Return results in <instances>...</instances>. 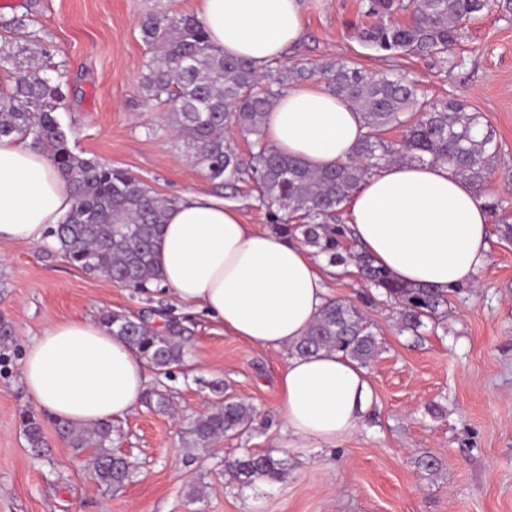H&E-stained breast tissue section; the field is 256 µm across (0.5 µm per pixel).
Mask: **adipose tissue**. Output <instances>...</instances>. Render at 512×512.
<instances>
[{
	"label": "adipose tissue",
	"instance_id": "obj_1",
	"mask_svg": "<svg viewBox=\"0 0 512 512\" xmlns=\"http://www.w3.org/2000/svg\"><path fill=\"white\" fill-rule=\"evenodd\" d=\"M213 48L255 66L285 58L303 38L300 0H199ZM367 129L360 112L322 84L288 88L265 137L313 169L345 162ZM73 196L31 139H0V246L40 244ZM348 237L399 282L437 288L476 283L488 259L490 218L472 185L444 162H395L346 204ZM162 284L249 346L288 352L279 377L289 443L334 445L355 434L371 401L367 373L334 351L302 357L292 346L328 300L324 277L300 243L243 223L223 199L176 198L156 250ZM21 380L51 416L90 427L125 417L149 376L145 360L100 321L77 318L27 344Z\"/></svg>",
	"mask_w": 512,
	"mask_h": 512
}]
</instances>
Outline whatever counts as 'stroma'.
Masks as SVG:
<instances>
[{
  "instance_id": "35a3bbf8",
  "label": "stroma",
  "mask_w": 512,
  "mask_h": 512,
  "mask_svg": "<svg viewBox=\"0 0 512 512\" xmlns=\"http://www.w3.org/2000/svg\"><path fill=\"white\" fill-rule=\"evenodd\" d=\"M152 0H0V22L21 18L19 42L49 45L64 73L57 117L75 154L124 169L164 197L216 184L186 157L165 105L138 90L146 59L139 21ZM304 37L289 61H356L375 71L409 70L427 98L456 96L483 113L500 151L482 192L512 220V14L490 7L470 21L450 53L382 59L358 30L371 19L360 0H303ZM329 296L360 306L382 350L368 366L371 407L358 432L333 446H287L278 378L287 356L250 347L209 319L182 312L169 292L138 293L73 266L56 245L16 242L0 251V314L15 331L14 355L0 363V512H512V238L491 225L488 262L476 286L451 294L448 316L420 335L400 330L398 309L371 302L355 273L328 274ZM107 311L143 316L184 345L171 378L172 411L145 404L120 419L115 449L137 467L126 486L94 481L81 456L45 423L49 453L32 454L19 424L41 413L21 381L32 336L49 324ZM252 403V430L188 457L189 423L222 396ZM282 459V481L242 485L224 468L243 450ZM434 461V469L423 466Z\"/></svg>"
}]
</instances>
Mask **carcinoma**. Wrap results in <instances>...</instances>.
<instances>
[{
  "instance_id": "1",
  "label": "carcinoma",
  "mask_w": 512,
  "mask_h": 512,
  "mask_svg": "<svg viewBox=\"0 0 512 512\" xmlns=\"http://www.w3.org/2000/svg\"><path fill=\"white\" fill-rule=\"evenodd\" d=\"M489 7L490 0H364L365 15L376 21L361 28L358 39L386 59L404 53L446 63L465 24ZM401 11L409 14L408 22L383 20ZM140 36L148 54L140 89L167 106L172 128L209 179L224 180L227 189L239 183L255 184L258 205L277 233L301 236L304 244L336 264L354 262L385 301L400 307L402 330L417 336L425 321L438 324L446 317L449 292L401 284L365 253H343L344 203L368 177L392 161L446 162L482 193L496 171L494 158L499 152L495 131L484 123L482 113L467 111V105L456 98L420 100L418 83L400 68L370 71L343 59L314 65L278 61L257 68L245 59L216 52L203 22L193 14L170 11L164 0H155L153 9L145 13ZM9 68L18 73L11 84H0V137L31 138L73 194L72 209L51 236L71 264L90 273L109 271L126 287L148 291L160 280L155 247L172 199L158 196L120 168L72 151L55 115L64 93L60 78L49 75L55 67L46 48H30L0 36V69ZM312 79L352 103L367 128L349 161L323 170L310 169L280 153L264 134L268 111L283 91ZM393 129L400 130V140L385 137ZM231 130L251 140L255 152L250 159H243L224 137ZM101 322L158 374L168 377L183 363L182 346L158 333L144 318L107 312ZM13 343L14 329L0 317V353ZM380 348L378 334L363 310L352 302L332 299L294 352L312 356L336 350L367 366ZM144 400L159 412L171 406L164 386L149 389ZM255 415L251 403L226 398L191 422L185 445L206 450L220 436L248 431ZM20 426L29 448L46 455L41 419L23 412ZM57 427L76 451H90L87 466L101 486L116 491L130 480L133 469L112 448L118 432L112 421H100L87 430L63 421ZM225 467L244 485L257 480L275 483L284 476L283 461L270 453L247 451L225 461Z\"/></svg>"
}]
</instances>
